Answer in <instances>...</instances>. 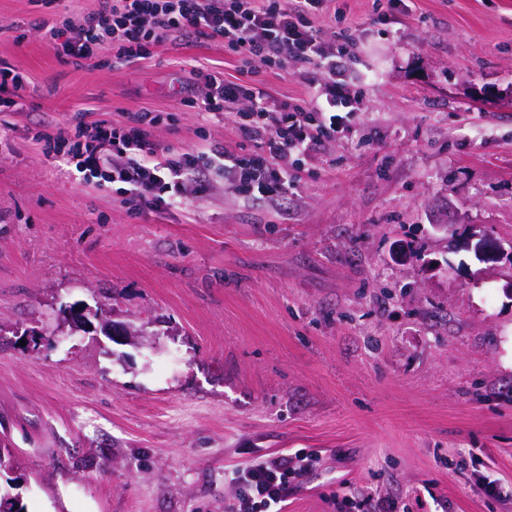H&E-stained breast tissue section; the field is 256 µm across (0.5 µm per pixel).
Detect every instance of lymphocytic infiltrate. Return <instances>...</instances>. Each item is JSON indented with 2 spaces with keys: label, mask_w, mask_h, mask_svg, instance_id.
Masks as SVG:
<instances>
[{
  "label": "lymphocytic infiltrate",
  "mask_w": 512,
  "mask_h": 512,
  "mask_svg": "<svg viewBox=\"0 0 512 512\" xmlns=\"http://www.w3.org/2000/svg\"><path fill=\"white\" fill-rule=\"evenodd\" d=\"M328 0H98L79 20L59 16L45 34L58 54L74 64L110 54L119 67L148 58L153 49L192 38L218 40L238 62L229 78L194 67L187 79L186 107L231 120L251 142L239 154L213 148L164 150L153 140L152 111L128 115L122 125L101 122L92 132L75 124L70 135L36 133L43 153L72 166L83 179L123 184L133 214L159 211L189 195L204 196L213 168H221L235 191L247 198L277 202L297 188L296 162L332 138L346 108L279 99L259 79L260 70L296 68L310 86L319 78L345 75L358 45L350 35L327 39L313 20ZM311 455L254 460L233 472L229 512H283L291 484L310 471Z\"/></svg>",
  "instance_id": "1"
}]
</instances>
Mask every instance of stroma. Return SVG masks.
I'll return each mask as SVG.
<instances>
[{"label": "stroma", "mask_w": 512, "mask_h": 512, "mask_svg": "<svg viewBox=\"0 0 512 512\" xmlns=\"http://www.w3.org/2000/svg\"><path fill=\"white\" fill-rule=\"evenodd\" d=\"M359 52L351 116L281 207L211 175L206 198L134 216L33 135L145 109L164 147L243 148L188 111L222 42L82 65L34 0H0L29 82L0 112V451L28 512H228L259 456H318L286 512H512V0H336ZM453 225V233L442 225ZM84 304L138 344L71 330ZM501 488L489 496L487 482ZM479 245L478 248L481 252L482 258L488 263H498L505 257L512 263V244L510 243L509 251L505 249L503 244L488 234H478Z\"/></svg>", "instance_id": "stroma-1"}]
</instances>
